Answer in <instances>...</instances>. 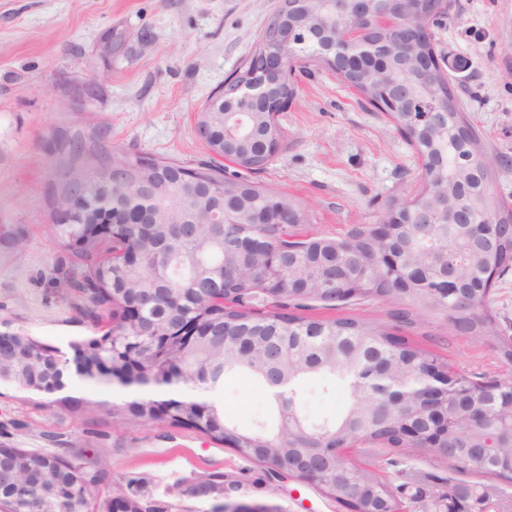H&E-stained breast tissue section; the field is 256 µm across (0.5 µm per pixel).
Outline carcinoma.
Segmentation results:
<instances>
[{"instance_id":"carcinoma-1","label":"carcinoma","mask_w":512,"mask_h":512,"mask_svg":"<svg viewBox=\"0 0 512 512\" xmlns=\"http://www.w3.org/2000/svg\"><path fill=\"white\" fill-rule=\"evenodd\" d=\"M326 27L336 25V17L325 0H313L308 17ZM395 57L367 64L365 72L354 77L357 92L373 104L378 85L406 80ZM448 81L442 71L414 78V92L419 102L437 99L440 85ZM397 130L413 146L421 160L422 186L418 194L438 206L440 195L448 196V207L460 206L472 218L506 209L492 187L491 160L482 146L464 145L458 134L466 122L460 108L448 109V126L424 133L417 127L416 113L400 106L388 113ZM197 126H209V142L217 145L225 133L233 134L241 144V154L229 159L250 171L265 167L262 140L267 135L283 137L284 132L262 105L252 107L244 116L232 112L197 113ZM88 154L80 141L72 143L60 160V168L69 174L50 194V219L56 234L70 243L69 250L78 259L72 276L73 287L81 293L85 315L96 323L124 326L125 337L112 339L106 331L73 341L69 348L77 364L78 375L90 383H99V374L122 376L124 348L140 342L152 347L154 337L171 331L181 322L202 320L204 330L191 351L173 348L155 352L138 365L142 379L158 382L167 379V368L180 367L179 384L209 392L205 401L195 398L163 399L138 397L112 407L72 396H58L60 376L67 371L70 358L43 340L21 333H1L13 346L11 357L0 361V383H11L38 395H53L51 405H59L74 413L98 412L119 419L138 420L144 424L183 429L206 434L211 440L230 448L272 446V435L256 424L241 428L224 420L220 400L224 377L239 375L258 383L265 390L269 384L261 371L268 362L267 344L288 355L280 364L288 380V392L301 401L302 386L311 377L319 378L323 390L340 387L347 391L348 404L337 416H318L312 421L321 426L315 434H293L289 441L288 463L298 458L300 448H319L330 443H366L375 448L394 449L405 443L407 412L386 404L373 405L380 399L369 386L355 387L348 374L358 373L374 356L387 355L395 365V379L414 381L426 364L433 360L427 351L410 344L404 337H395L394 330L371 319L339 317L312 319L296 313L309 302L331 303L356 300H377L396 307L393 317L401 323L415 321L417 310L432 308L454 317L462 332L476 336L493 335L494 316L486 294H476L467 307H456L451 297L436 292L439 268L448 263L461 275L475 281H489L493 274L512 266V239L505 238L490 253H475L468 242L434 216L431 224L415 229L406 227L385 243L374 239L373 229L361 226L348 239L335 241L323 238L295 240L288 230L272 231V245L294 247L297 257L292 267H284L280 275L279 295L268 300L264 260L257 257L248 269L239 268L236 252L224 248V237L216 227L205 225L204 202L193 203L181 195L180 186L188 178L217 186L224 191L229 204L224 222L243 221L244 211L233 203L262 208L270 200L305 216L301 204L286 193L265 189L236 174L230 178L219 165L189 168L176 160L158 158L151 167L136 163L120 148L100 159L101 166L87 170L82 160ZM127 168V179L110 184L103 171L108 166ZM82 184L86 196L100 203L112 201L109 213L117 223L112 234L105 236L91 223L97 210L90 211L87 221L74 224L55 222L56 201L67 200L71 187ZM148 207L153 211L151 232L145 234L141 225L133 223L136 213ZM195 221V235L177 237L172 225L179 219ZM134 247L141 255L142 265L131 269L108 254L112 249ZM405 249L404 269L382 268L376 256L383 249ZM355 264L360 270L357 291L344 290L342 268ZM418 266L426 277L406 294L395 289L402 275ZM154 289L153 301L143 308L142 318L125 322L128 306L142 304L141 288ZM177 288L180 303L167 300L168 289ZM18 459L33 469L24 479L0 477V512H105L108 503L121 495L114 493L105 473L84 461L80 453L48 452L37 449L0 447V460ZM134 512H172L141 495L130 496Z\"/></svg>"}]
</instances>
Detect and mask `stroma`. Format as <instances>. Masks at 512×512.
<instances>
[{
    "label": "stroma",
    "instance_id": "obj_1",
    "mask_svg": "<svg viewBox=\"0 0 512 512\" xmlns=\"http://www.w3.org/2000/svg\"><path fill=\"white\" fill-rule=\"evenodd\" d=\"M280 0H0V333L22 332L61 350L95 333L76 289L64 286L71 254L49 229V194L62 148L73 138L118 146L131 156L194 166L211 159L197 112L251 51ZM435 50L461 109L495 167V191L512 203V0H450L432 26ZM285 136L265 188L298 198L308 221L298 239H344L379 223L391 201L413 195L420 161L388 116L326 70L298 77ZM304 316L350 315L392 324L389 306L320 303ZM400 335L456 369L512 382L494 342L448 326L445 313L420 311ZM37 395L0 386V445L90 448L112 487L142 493L181 512H210L223 489H190L210 474L238 481L235 500L281 512H341L309 484L258 487L257 461L187 430L122 422L41 407ZM224 417L249 427L276 416L248 380H224ZM404 512H435L452 484L478 479L443 458L367 448Z\"/></svg>",
    "mask_w": 512,
    "mask_h": 512
}]
</instances>
